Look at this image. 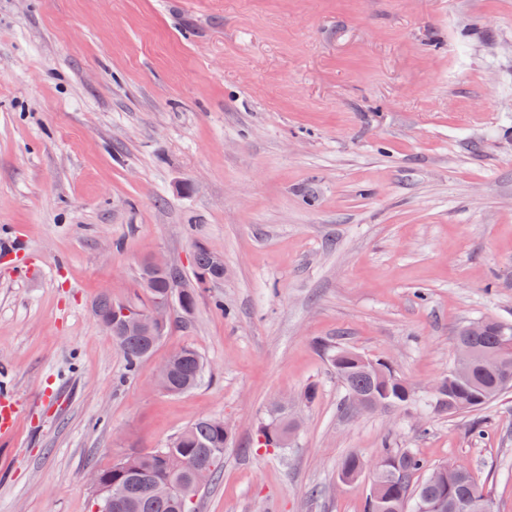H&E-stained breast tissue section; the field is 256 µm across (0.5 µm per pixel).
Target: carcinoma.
Returning a JSON list of instances; mask_svg holds the SVG:
<instances>
[{
    "mask_svg": "<svg viewBox=\"0 0 512 512\" xmlns=\"http://www.w3.org/2000/svg\"><path fill=\"white\" fill-rule=\"evenodd\" d=\"M219 261V256L203 246L198 247L193 257L195 284L192 286L183 285L182 274L176 268L152 273L142 270L140 287L146 294V301L137 299L127 305L145 310L154 301L171 297L177 304L194 309L200 289L220 281L215 276ZM96 308L101 324L111 333L130 369L148 358L165 334L163 330L152 336L122 334L120 322L116 320V311L121 304L112 302L108 296L101 297ZM483 328L484 334L471 337V344L500 353L502 370L495 375L477 372L463 378L449 377L447 397L453 404L448 411L450 415L484 411L512 387V382L505 383V376L512 377V325L503 330L501 322L494 319ZM173 355L172 369L163 388L170 395H180L199 385L205 365L199 352L192 347H183ZM330 360L347 394L358 391L373 395L388 406H406L413 401L414 392L410 386L392 379L379 382L369 375L353 350L336 348L331 351ZM227 441L221 420L200 418L180 432L168 446L131 453L112 466L99 469L98 512H189L188 506L182 505L176 496L154 498L148 491L149 486L157 482L178 486L190 481L200 466L209 467V479H216L223 467ZM383 456L390 465L377 473L373 481L381 486V496L395 502L408 500V512H435L437 506L445 502L448 503L446 512H456L454 503L463 498L476 503H492L490 491L476 483L468 472L446 488L430 481L433 472H446L453 468L451 464L433 465L410 450H395L387 444L383 446Z\"/></svg>",
    "mask_w": 512,
    "mask_h": 512,
    "instance_id": "cac0c4a2",
    "label": "carcinoma"
}]
</instances>
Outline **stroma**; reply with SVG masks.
<instances>
[{
  "label": "stroma",
  "instance_id": "1",
  "mask_svg": "<svg viewBox=\"0 0 512 512\" xmlns=\"http://www.w3.org/2000/svg\"><path fill=\"white\" fill-rule=\"evenodd\" d=\"M6 237L0 512H95L91 468L203 417L231 434L193 512H365L339 463L386 441L512 512V390L483 416L429 393L459 328L512 322V0H0ZM200 244L223 281L128 369L96 301ZM185 346L207 372L162 393ZM337 346L414 402L345 409ZM279 399L302 429L259 446Z\"/></svg>",
  "mask_w": 512,
  "mask_h": 512
}]
</instances>
